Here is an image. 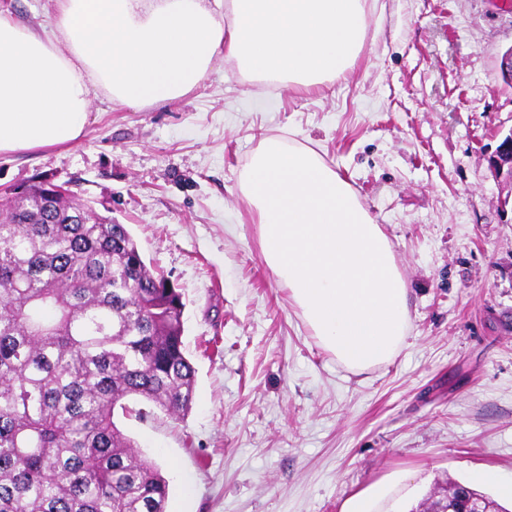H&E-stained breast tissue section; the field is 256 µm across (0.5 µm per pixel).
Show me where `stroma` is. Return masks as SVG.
Masks as SVG:
<instances>
[{"label": "stroma", "instance_id": "obj_1", "mask_svg": "<svg viewBox=\"0 0 512 512\" xmlns=\"http://www.w3.org/2000/svg\"><path fill=\"white\" fill-rule=\"evenodd\" d=\"M52 32L55 0H0ZM497 0H368L354 65L313 88L216 63L182 98L132 109L93 89L77 141L0 155V201L38 180L110 213L180 290L189 413H116L169 482L167 512H420L484 466L512 479V202L489 168L512 132ZM316 151L388 238L407 337L357 373L267 267L242 184L263 138Z\"/></svg>", "mask_w": 512, "mask_h": 512}]
</instances>
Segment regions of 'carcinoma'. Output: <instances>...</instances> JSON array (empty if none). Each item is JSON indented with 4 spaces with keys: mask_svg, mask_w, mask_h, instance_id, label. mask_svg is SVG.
<instances>
[{
    "mask_svg": "<svg viewBox=\"0 0 512 512\" xmlns=\"http://www.w3.org/2000/svg\"><path fill=\"white\" fill-rule=\"evenodd\" d=\"M182 294L123 224L41 181L0 203V512H166L114 421L191 409Z\"/></svg>",
    "mask_w": 512,
    "mask_h": 512,
    "instance_id": "carcinoma-1",
    "label": "carcinoma"
}]
</instances>
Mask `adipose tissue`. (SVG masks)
<instances>
[{
    "label": "adipose tissue",
    "instance_id": "adipose-tissue-1",
    "mask_svg": "<svg viewBox=\"0 0 512 512\" xmlns=\"http://www.w3.org/2000/svg\"><path fill=\"white\" fill-rule=\"evenodd\" d=\"M54 35L0 14V155L84 133L92 88L127 107L186 95L216 61L313 87L357 58L366 0H59Z\"/></svg>",
    "mask_w": 512,
    "mask_h": 512
}]
</instances>
